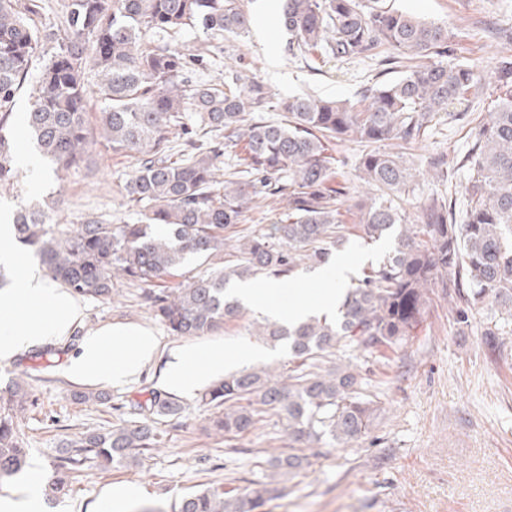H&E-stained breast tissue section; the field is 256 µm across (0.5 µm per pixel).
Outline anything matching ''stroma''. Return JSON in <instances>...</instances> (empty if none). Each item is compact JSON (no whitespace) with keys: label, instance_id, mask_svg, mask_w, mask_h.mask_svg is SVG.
Here are the masks:
<instances>
[{"label":"stroma","instance_id":"obj_1","mask_svg":"<svg viewBox=\"0 0 512 512\" xmlns=\"http://www.w3.org/2000/svg\"><path fill=\"white\" fill-rule=\"evenodd\" d=\"M394 8L448 27L453 33L451 63L471 67L480 83L458 105L459 119L441 115L432 122L415 154H445L459 159L470 147V129L489 116L488 85L503 48L493 37L496 28H512V0H391ZM281 0H245L253 14L268 12L267 28H252L241 37L207 38L201 28H183L172 42L207 43L203 62L189 77L207 83L224 77L238 65L256 74L276 99L311 92L322 97L350 98L362 87L402 76V69L382 71L379 59L330 60L313 64L293 57L288 35L281 28ZM42 59H35L12 104L8 130L17 151L29 150L23 118L36 89ZM369 145L357 140L338 142L336 181L354 204L366 188L355 166ZM136 168L134 158L94 146L74 169L56 176L40 163L39 179L20 170L13 186L0 189V209L16 212L39 204L52 221L82 223L90 213L115 224L134 223L136 215L125 199L124 187ZM390 246L365 244L351 237L342 250L345 265L331 264L330 272H358L378 263ZM81 316L71 336L48 340V355L27 349L0 360V398L11 383L26 380L30 402L21 416V437L30 453L27 471L0 481V496H9L32 479L50 485L55 477L60 442L87 432H106L117 424L120 406L141 400L159 386V373L172 352L193 346L207 355L224 357L225 371L239 370L236 357L261 348L262 362L287 367L286 348L259 347L250 335L254 311L208 336H174L154 316L140 288L117 285L111 300L78 298ZM498 312L488 303L472 310L470 324L457 322L442 289L430 294L427 313L413 338L397 351L379 354L359 350L366 392L378 403L368 434L349 448L323 444L313 449V465L294 476L282 477L280 491L266 512H512V333L485 345L484 327L494 326ZM109 324H131L151 330L159 341L155 363L140 376L119 383L99 382L102 402L75 401L83 389L66 367L78 352L83 333ZM183 413L158 421L162 445L147 453L140 465L101 469L86 463L68 495L48 505L47 512H94L104 493L115 485L140 488L126 512H175L180 500L210 488L240 489L263 480L266 461L288 455V438L277 417L246 437L227 442L208 429L212 408L198 392L182 395Z\"/></svg>","mask_w":512,"mask_h":512}]
</instances>
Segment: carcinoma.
<instances>
[{
  "label": "carcinoma",
  "mask_w": 512,
  "mask_h": 512,
  "mask_svg": "<svg viewBox=\"0 0 512 512\" xmlns=\"http://www.w3.org/2000/svg\"><path fill=\"white\" fill-rule=\"evenodd\" d=\"M60 7L61 27L49 30L40 21L41 0H0V188L18 177L6 133L15 94L33 58L53 43L25 112L26 138L57 174L84 161L99 142L136 159L125 198L140 219L114 224L92 215L81 224H52L39 205L21 208L13 217L15 239L35 250L53 281L78 296L110 301L124 280L143 289L172 334L207 336L243 315L240 302L226 296L227 285L259 275L285 277L303 263L330 264L333 251L348 241L344 213L353 216L361 239H391L382 262L350 277L336 318L252 323L258 340L287 345L294 363L288 375L268 365L244 367L202 395L216 409L214 434L239 438L271 412L297 453L270 457L268 481L234 493L196 492L181 499L177 512H264L276 477L311 466L304 449L321 442L348 448L364 437L376 402L363 392L359 363L339 356L406 344L424 320L430 289L448 291L463 323L485 301L512 323L511 57L497 67L489 119L472 129L467 155L452 164L445 156L423 160L377 148L420 141L433 119L477 84L469 67L444 63L452 51L448 28L386 0H283L280 24L293 56L350 60L375 57L389 45L408 65L402 77L363 90L355 101L295 95L277 103L283 120L260 123L248 122L246 113L271 102L263 82L238 71L222 84L194 83L185 70L203 59L201 47L165 41L195 26L214 37L242 36L251 25L243 0H60ZM89 69L104 104L93 124L86 112ZM175 139L183 146L176 160ZM350 139L375 148L357 167L371 195L344 212L329 151L332 142ZM225 154L237 159L239 170L222 181L218 158ZM462 168L463 223L443 196L427 199L420 223H411L399 201L416 196L417 178L426 172L451 184ZM259 198L285 200L288 213L237 238L233 259L224 261V231ZM189 257L221 267L165 291L163 283ZM28 399L19 380L10 399L0 401V478L29 466L18 429ZM183 410L177 396L152 388L145 401L129 403V418L112 430L63 440L52 494H66L69 475L90 460L115 468L138 464L158 447L155 418Z\"/></svg>",
  "instance_id": "obj_1"
}]
</instances>
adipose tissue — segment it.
I'll list each match as a JSON object with an SVG mask.
<instances>
[{
	"instance_id": "adipose-tissue-1",
	"label": "adipose tissue",
	"mask_w": 512,
	"mask_h": 512,
	"mask_svg": "<svg viewBox=\"0 0 512 512\" xmlns=\"http://www.w3.org/2000/svg\"><path fill=\"white\" fill-rule=\"evenodd\" d=\"M14 227L9 217L0 216V265L12 267L9 284L0 287V359L34 347L49 338L69 336L80 316V309L64 288L50 287L38 269L21 262L12 250ZM317 300L296 292L295 303L273 308L278 292L275 282L241 283L234 294L249 308L275 312L276 316L300 320L308 315L333 313L340 296L335 276L323 273ZM158 353L153 333L135 325H111L88 331L78 356L67 366L70 377L85 382H121L142 372ZM224 369L220 357L203 358L186 346L173 352L161 374L163 383L176 391H191Z\"/></svg>"
}]
</instances>
